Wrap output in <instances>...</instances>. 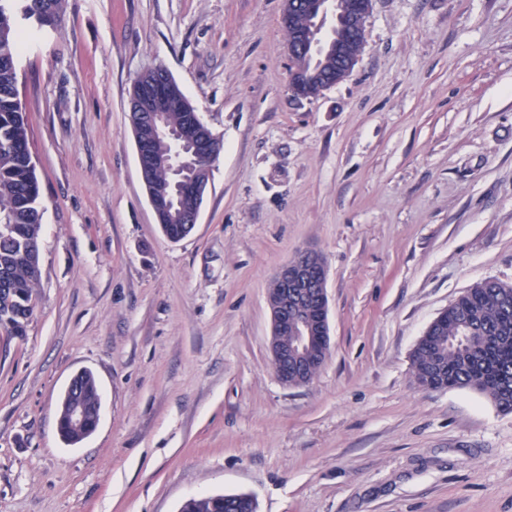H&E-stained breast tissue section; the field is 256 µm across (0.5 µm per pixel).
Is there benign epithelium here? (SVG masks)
I'll list each match as a JSON object with an SVG mask.
<instances>
[{"mask_svg": "<svg viewBox=\"0 0 512 512\" xmlns=\"http://www.w3.org/2000/svg\"><path fill=\"white\" fill-rule=\"evenodd\" d=\"M372 0H361L358 9L347 6L345 0H284L281 24L288 28L290 56L304 53L307 44L328 42L324 55L310 68L293 67L290 90L296 97L317 98L324 91L346 80L360 60L365 44V22ZM332 19L329 31H324L326 19ZM153 68L144 69L135 79L129 95V112L137 113L131 122L137 147L141 178L147 188L151 205H156L158 189L149 182L151 168L163 161L152 157L145 149L146 139L167 136L180 141L179 150L164 161L175 176L161 191L166 201L178 207L190 233L197 223L208 179L189 181L191 208L183 206L184 196L178 185L186 181L190 168L217 156L221 139L195 112L185 132L165 128L162 113L155 110L154 99L140 83ZM326 265L320 254L305 251L280 268L272 280L269 301L272 311V334L269 350L272 366L281 384L290 387L309 383L316 366V349L329 345L328 310L325 292ZM78 376L68 383L62 401L70 423L81 428L90 410L69 399Z\"/></svg>", "mask_w": 512, "mask_h": 512, "instance_id": "obj_1", "label": "benign epithelium"}]
</instances>
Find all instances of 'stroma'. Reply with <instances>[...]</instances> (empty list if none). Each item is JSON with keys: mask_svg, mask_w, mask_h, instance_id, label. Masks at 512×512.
Wrapping results in <instances>:
<instances>
[{"mask_svg": "<svg viewBox=\"0 0 512 512\" xmlns=\"http://www.w3.org/2000/svg\"><path fill=\"white\" fill-rule=\"evenodd\" d=\"M283 0H65L17 64L44 208L25 336L0 335V512H512V414L420 387L412 350L512 283V0H373L343 82L294 97ZM174 77L220 136L197 224L162 232L128 99ZM326 264L330 354L283 386L267 290ZM94 373L95 432L57 431ZM76 398L81 402L93 406L100 399V394L95 377L90 373H84L80 378L79 391ZM101 399L97 406V418L100 420ZM213 499L209 497H201L188 502L183 511L181 512H254L256 510V505L251 507L250 504H246L243 500L238 498V494L236 495H209ZM225 497V501H218Z\"/></svg>", "mask_w": 512, "mask_h": 512, "instance_id": "35a3bbf8", "label": "stroma"}]
</instances>
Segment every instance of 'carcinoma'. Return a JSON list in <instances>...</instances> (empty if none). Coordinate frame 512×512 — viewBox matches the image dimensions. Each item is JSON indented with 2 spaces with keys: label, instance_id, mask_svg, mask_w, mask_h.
<instances>
[{
  "label": "carcinoma",
  "instance_id": "1",
  "mask_svg": "<svg viewBox=\"0 0 512 512\" xmlns=\"http://www.w3.org/2000/svg\"><path fill=\"white\" fill-rule=\"evenodd\" d=\"M62 0H0V330L23 336L33 309L27 307L40 273L41 190L28 147V125L16 89V61L28 35L56 25ZM154 98L167 125L178 128L192 104L163 69L150 77ZM169 238L181 235L179 219L160 203ZM416 382L424 387L469 389L488 397L503 413H512V284L478 282L461 293L413 353ZM76 398L93 406L100 399L95 377L80 378ZM183 512H255L235 495L218 501L192 500Z\"/></svg>",
  "mask_w": 512,
  "mask_h": 512
}]
</instances>
